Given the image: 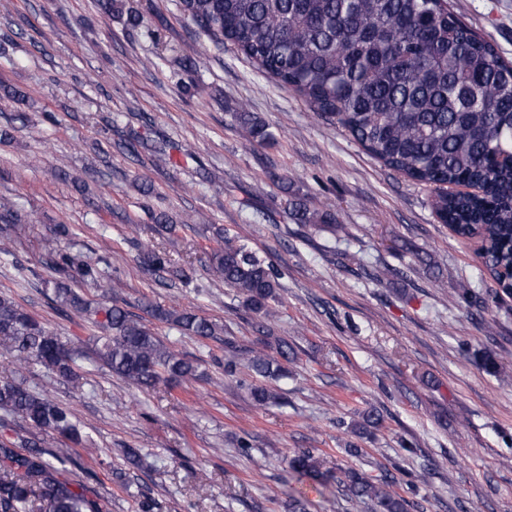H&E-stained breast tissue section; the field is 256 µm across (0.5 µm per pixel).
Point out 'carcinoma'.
Wrapping results in <instances>:
<instances>
[{"instance_id":"obj_1","label":"carcinoma","mask_w":512,"mask_h":512,"mask_svg":"<svg viewBox=\"0 0 512 512\" xmlns=\"http://www.w3.org/2000/svg\"><path fill=\"white\" fill-rule=\"evenodd\" d=\"M184 16L217 45L228 41L262 74L291 87L315 114L335 122L374 159L435 192L437 219L463 238L478 237L486 269L512 264V65L495 47L462 22L443 0H181ZM250 143L273 139L250 112L238 113ZM24 216L0 198V239H10ZM70 229L58 224L46 239L41 261L56 278L47 296L91 320L101 335L88 341L93 354L116 376L138 387L168 388L198 376V365L167 346L140 319L117 305L83 298L70 283L98 284L102 274L58 246ZM141 268L158 278L173 273L160 250L139 254ZM212 276L237 290L254 315L271 319L281 285L272 265L247 244L220 231L209 256ZM151 317L207 339L215 324L187 311L145 304ZM83 341L60 336L0 294V409L48 436L74 447L87 443L72 409L29 389L13 377L16 368L39 369L79 383ZM294 360L288 342L277 356L261 350L224 362V375L240 367L261 377L288 374ZM255 405L277 394L262 384L242 382ZM380 418L362 415L355 432L372 435ZM301 488L289 493L290 512H309L313 492L323 498L336 487L372 512H408L409 502L391 490V480L355 468L323 469L316 448L288 459ZM82 464L67 448L19 436L0 440V512H112V500L75 478Z\"/></svg>"}]
</instances>
